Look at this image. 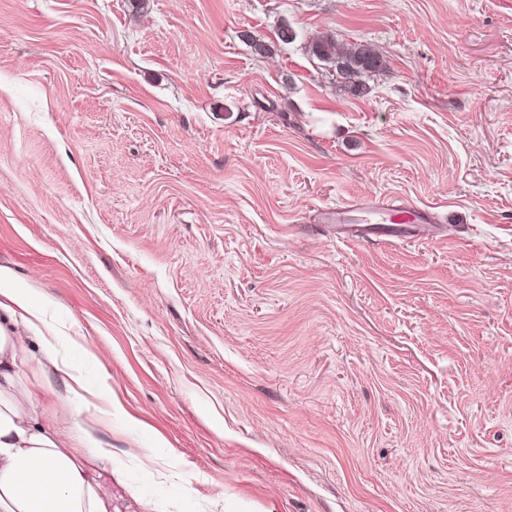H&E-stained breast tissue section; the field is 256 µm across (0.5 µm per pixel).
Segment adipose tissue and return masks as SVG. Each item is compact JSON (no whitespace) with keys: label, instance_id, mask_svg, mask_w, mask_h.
I'll return each mask as SVG.
<instances>
[{"label":"adipose tissue","instance_id":"adipose-tissue-1","mask_svg":"<svg viewBox=\"0 0 512 512\" xmlns=\"http://www.w3.org/2000/svg\"><path fill=\"white\" fill-rule=\"evenodd\" d=\"M0 269V512H112V485L56 428L40 424L33 391L21 381L26 333L35 331L47 361L68 391L84 387L80 372L59 360V329Z\"/></svg>","mask_w":512,"mask_h":512}]
</instances>
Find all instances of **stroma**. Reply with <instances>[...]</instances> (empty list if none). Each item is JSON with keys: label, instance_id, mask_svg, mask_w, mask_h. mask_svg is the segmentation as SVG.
Segmentation results:
<instances>
[{"label": "stroma", "instance_id": "stroma-1", "mask_svg": "<svg viewBox=\"0 0 512 512\" xmlns=\"http://www.w3.org/2000/svg\"><path fill=\"white\" fill-rule=\"evenodd\" d=\"M380 196L433 238L314 220ZM0 268L112 512H512V0H0ZM310 49L314 56L335 68L340 90L352 96H360L365 91V85L358 80L362 74L379 73L386 66L383 57L373 53L367 45L339 42L331 35L316 39Z\"/></svg>", "mask_w": 512, "mask_h": 512}]
</instances>
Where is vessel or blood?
Masks as SVG:
<instances>
[{
    "label": "vessel or blood",
    "instance_id": "1",
    "mask_svg": "<svg viewBox=\"0 0 512 512\" xmlns=\"http://www.w3.org/2000/svg\"><path fill=\"white\" fill-rule=\"evenodd\" d=\"M319 218L328 224H407L417 236L429 238L436 222L434 214L425 208L408 204H395L390 198L351 200L323 209Z\"/></svg>",
    "mask_w": 512,
    "mask_h": 512
}]
</instances>
